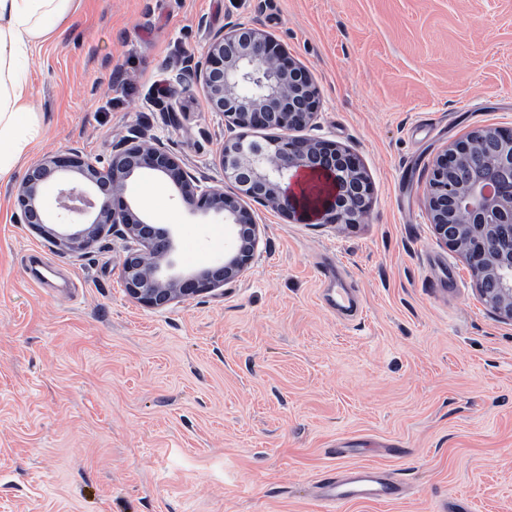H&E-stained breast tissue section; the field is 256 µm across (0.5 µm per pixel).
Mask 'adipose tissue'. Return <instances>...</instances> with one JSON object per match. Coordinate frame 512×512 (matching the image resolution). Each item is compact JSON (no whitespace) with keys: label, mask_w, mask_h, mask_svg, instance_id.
<instances>
[{"label":"adipose tissue","mask_w":512,"mask_h":512,"mask_svg":"<svg viewBox=\"0 0 512 512\" xmlns=\"http://www.w3.org/2000/svg\"><path fill=\"white\" fill-rule=\"evenodd\" d=\"M74 2L0 0V183L28 159L41 134L31 104L29 58L49 38V20H64Z\"/></svg>","instance_id":"adipose-tissue-1"}]
</instances>
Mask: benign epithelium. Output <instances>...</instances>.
I'll list each match as a JSON object with an SVG mask.
<instances>
[{"label": "benign epithelium", "mask_w": 512, "mask_h": 512, "mask_svg": "<svg viewBox=\"0 0 512 512\" xmlns=\"http://www.w3.org/2000/svg\"><path fill=\"white\" fill-rule=\"evenodd\" d=\"M175 80L202 84L211 109L229 118V129H241L224 140L221 152L230 190L207 185L158 138L142 134L114 144L103 166L72 147L43 157L14 190L23 222L73 257L105 235L121 236L129 242L126 292L146 308L161 309L221 288L250 268L261 235L253 202L298 224L348 227L368 213L371 184L354 153L288 135L312 124L319 99L309 72L276 38L233 25L215 34L201 59ZM254 128L282 134L247 139L244 130ZM144 172L166 176L195 210L224 216L232 240L224 263L190 273L177 269L170 229L151 222L127 199L129 181ZM302 174L319 178V184L296 193L290 184ZM50 180L69 223L41 203ZM427 208L435 235L468 265L486 307L511 322L512 128H482L447 148L433 169ZM461 213L467 215L464 224Z\"/></svg>", "instance_id": "1"}]
</instances>
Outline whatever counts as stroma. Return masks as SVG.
<instances>
[{"instance_id": "1", "label": "stroma", "mask_w": 512, "mask_h": 512, "mask_svg": "<svg viewBox=\"0 0 512 512\" xmlns=\"http://www.w3.org/2000/svg\"><path fill=\"white\" fill-rule=\"evenodd\" d=\"M233 24L309 71L303 135L358 156L370 211L340 227L254 206L249 270L152 310L125 291L121 238L60 253L0 184V512H323L321 479L363 464L404 493L344 512H512V322L426 206L447 146L512 127V0H78L31 56V161L106 162L142 131L222 182L226 122L175 76ZM129 199L178 268L223 263V217L166 177Z\"/></svg>"}]
</instances>
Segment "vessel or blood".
I'll return each instance as SVG.
<instances>
[{
    "instance_id": "obj_1",
    "label": "vessel or blood",
    "mask_w": 512,
    "mask_h": 512,
    "mask_svg": "<svg viewBox=\"0 0 512 512\" xmlns=\"http://www.w3.org/2000/svg\"><path fill=\"white\" fill-rule=\"evenodd\" d=\"M400 491V484L378 468L358 465L328 479L324 484L323 497L327 503L326 512H342L353 502L396 501Z\"/></svg>"
}]
</instances>
